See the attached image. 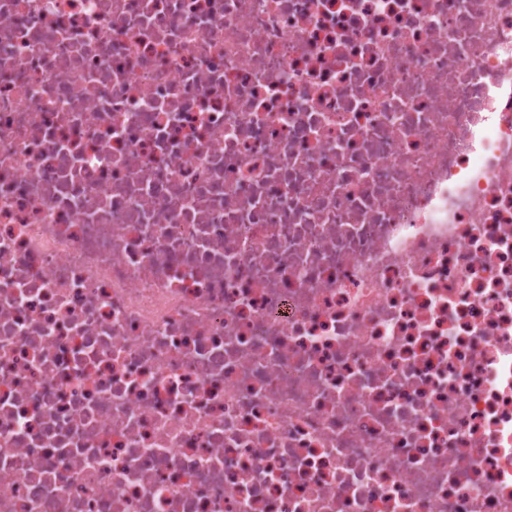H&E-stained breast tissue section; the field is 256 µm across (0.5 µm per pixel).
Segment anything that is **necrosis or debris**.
<instances>
[{"instance_id":"1","label":"necrosis or debris","mask_w":512,"mask_h":512,"mask_svg":"<svg viewBox=\"0 0 512 512\" xmlns=\"http://www.w3.org/2000/svg\"><path fill=\"white\" fill-rule=\"evenodd\" d=\"M0 512H512V0H0Z\"/></svg>"}]
</instances>
